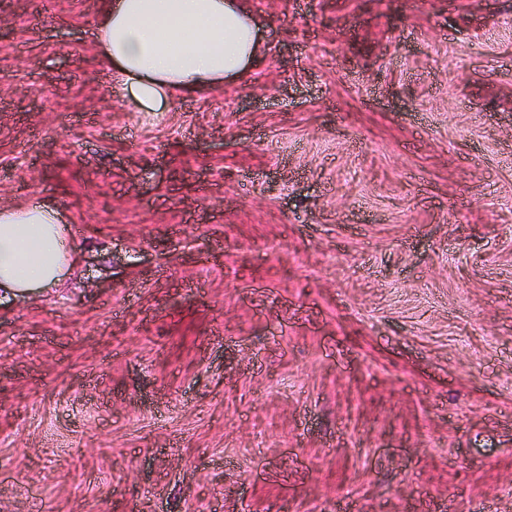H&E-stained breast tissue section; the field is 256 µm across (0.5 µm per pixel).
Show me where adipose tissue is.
<instances>
[{"mask_svg": "<svg viewBox=\"0 0 512 512\" xmlns=\"http://www.w3.org/2000/svg\"><path fill=\"white\" fill-rule=\"evenodd\" d=\"M95 28L115 76L111 94L145 112L242 78L263 45L241 0H106ZM76 261L57 209L32 198L0 206V293L55 287Z\"/></svg>", "mask_w": 512, "mask_h": 512, "instance_id": "obj_1", "label": "adipose tissue"}]
</instances>
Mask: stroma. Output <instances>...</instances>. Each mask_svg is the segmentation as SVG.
<instances>
[{
	"mask_svg": "<svg viewBox=\"0 0 512 512\" xmlns=\"http://www.w3.org/2000/svg\"><path fill=\"white\" fill-rule=\"evenodd\" d=\"M245 78L106 100L104 0H0V512H512V0H247ZM60 212L41 200L0 206V292L53 288L77 262Z\"/></svg>",
	"mask_w": 512,
	"mask_h": 512,
	"instance_id": "stroma-1",
	"label": "stroma"
}]
</instances>
